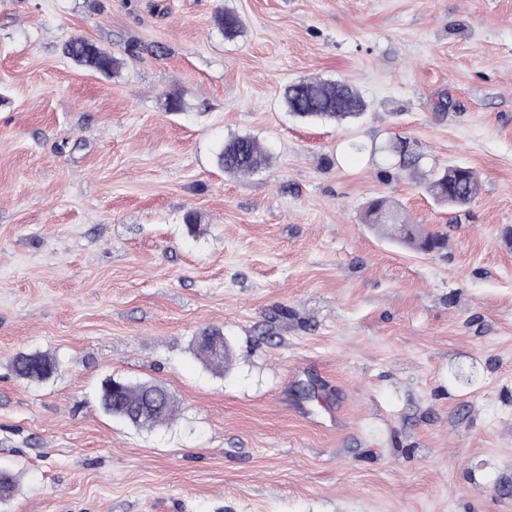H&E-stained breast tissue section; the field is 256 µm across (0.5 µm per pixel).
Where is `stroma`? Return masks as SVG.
<instances>
[{"label": "stroma", "mask_w": 512, "mask_h": 512, "mask_svg": "<svg viewBox=\"0 0 512 512\" xmlns=\"http://www.w3.org/2000/svg\"><path fill=\"white\" fill-rule=\"evenodd\" d=\"M75 36L121 71L67 59ZM303 79L364 114L293 116ZM242 135L271 159L224 173ZM400 140L422 169L382 172ZM448 164L471 205L423 190ZM375 197L447 250L363 224ZM509 226L512 0H0V512H512ZM210 330L228 370L193 349ZM39 352L55 375L18 377ZM109 377L175 417L107 416ZM214 25L224 33V38H235L242 28L240 17L230 9H220L214 16ZM283 104L297 117L336 122L358 119L366 110V103L356 89L330 80H301L289 84L283 92ZM476 172L464 165H449L432 171L424 182V190L437 203L448 208L470 204L481 192ZM13 368L22 379L44 381L57 369V360L49 354H19L13 360ZM115 383L119 387L117 398L126 409V417H113L108 411L107 401L109 399L107 383ZM99 403L102 410L112 418L123 420L137 428L153 429L172 419L176 410V404L168 390L157 383L152 382H128L113 378L106 379L100 388ZM153 403L159 404V411L143 413ZM123 418V419H122Z\"/></svg>", "instance_id": "35a3bbf8"}]
</instances>
